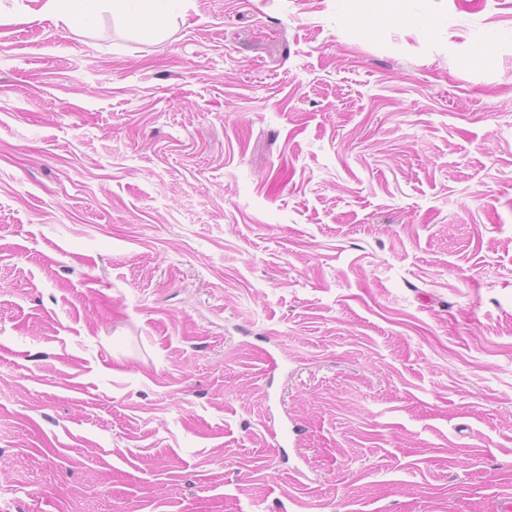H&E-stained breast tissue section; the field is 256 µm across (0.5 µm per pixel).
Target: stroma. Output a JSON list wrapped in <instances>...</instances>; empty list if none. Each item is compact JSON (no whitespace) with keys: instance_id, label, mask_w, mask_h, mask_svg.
Masks as SVG:
<instances>
[{"instance_id":"obj_1","label":"stroma","mask_w":512,"mask_h":512,"mask_svg":"<svg viewBox=\"0 0 512 512\" xmlns=\"http://www.w3.org/2000/svg\"><path fill=\"white\" fill-rule=\"evenodd\" d=\"M43 2L0 0V512H496L512 0ZM66 2H75L76 7H81L90 14L96 13L101 8H112L116 4V1L112 0H45L41 12L66 22L68 15L62 6ZM121 2L126 5L124 19L133 26L147 21L150 15H153L156 19H161L168 4V0H122ZM139 2H145L142 13Z\"/></svg>"}]
</instances>
